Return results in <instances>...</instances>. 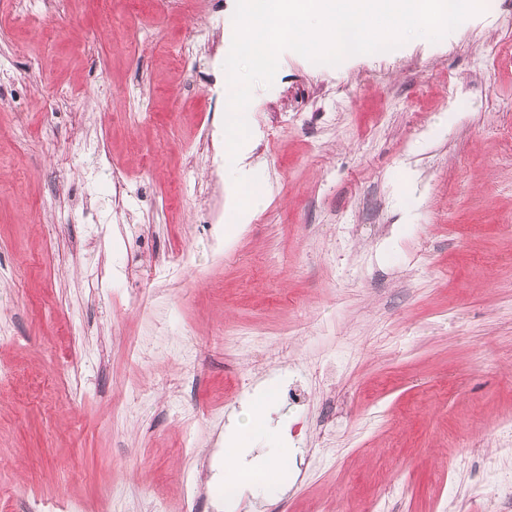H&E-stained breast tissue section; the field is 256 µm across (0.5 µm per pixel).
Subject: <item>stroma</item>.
I'll use <instances>...</instances> for the list:
<instances>
[{"label":"stroma","instance_id":"obj_1","mask_svg":"<svg viewBox=\"0 0 512 512\" xmlns=\"http://www.w3.org/2000/svg\"><path fill=\"white\" fill-rule=\"evenodd\" d=\"M495 3L335 66L282 52L241 225L214 176L236 0H0V512H512ZM269 387L251 455L297 461L227 502L226 427Z\"/></svg>","mask_w":512,"mask_h":512}]
</instances>
